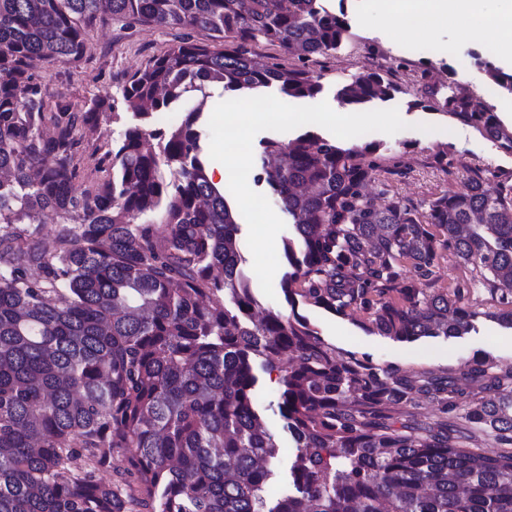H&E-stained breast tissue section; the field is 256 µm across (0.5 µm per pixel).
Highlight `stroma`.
<instances>
[{
	"label": "stroma",
	"mask_w": 512,
	"mask_h": 512,
	"mask_svg": "<svg viewBox=\"0 0 512 512\" xmlns=\"http://www.w3.org/2000/svg\"><path fill=\"white\" fill-rule=\"evenodd\" d=\"M382 0H347L350 39L335 54L319 59L313 69L321 76L322 90L312 98L295 99L274 89L261 92L260 98L271 112H331L338 106L336 97L341 83L370 68H390L397 93L385 101L364 105L363 113L380 114L377 122L364 121L353 139L335 136L338 146L376 143L387 165L400 166L401 174L390 177L387 186L372 182L371 195L388 190L398 197L420 206L434 197L460 191L468 170L481 166L512 173V155L503 153L490 139L472 127L441 115L434 110L415 107V100L428 99L430 92L448 96L468 92L480 99L485 87L482 74L476 70L471 52L483 50L478 40L459 41L447 27L424 31H407L393 36L383 24L379 12ZM177 29H159L145 25L128 28L112 24L90 31L91 50L79 66L40 68L49 93H65L75 108H84L92 99L115 98L125 77L149 57L167 50L177 42ZM300 125L287 121L254 126L249 135L246 164L238 171L231 196L248 187L254 202H265V217L274 222L270 239H263L261 225L253 214L239 213L242 224L239 245L245 258L243 269L262 307L303 316L325 342L335 347L340 356L355 355L375 365H394L405 371H428L447 374L458 370L465 359L489 357L499 365H512V330L501 327L491 314L498 298L481 283H473L469 302L482 311L476 328L457 338L426 337L414 342H399L368 331L367 316L358 313L347 317L335 315L301 302L289 306L281 288V278L288 267L284 242L293 227L278 207L270 188L255 182L253 162L262 140L275 137L286 141L303 133ZM448 150V167L440 169L434 162L439 148Z\"/></svg>",
	"instance_id": "obj_1"
}]
</instances>
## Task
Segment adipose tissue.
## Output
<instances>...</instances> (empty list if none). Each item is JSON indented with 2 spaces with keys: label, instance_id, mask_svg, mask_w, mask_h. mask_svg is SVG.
<instances>
[{
  "label": "adipose tissue",
  "instance_id": "obj_1",
  "mask_svg": "<svg viewBox=\"0 0 512 512\" xmlns=\"http://www.w3.org/2000/svg\"><path fill=\"white\" fill-rule=\"evenodd\" d=\"M384 21L395 32L421 23L448 26L462 41L475 30L485 44L499 46L512 25V0H390Z\"/></svg>",
  "mask_w": 512,
  "mask_h": 512
}]
</instances>
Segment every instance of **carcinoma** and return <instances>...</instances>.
I'll use <instances>...</instances> for the list:
<instances>
[{
	"label": "carcinoma",
	"mask_w": 512,
	"mask_h": 512,
	"mask_svg": "<svg viewBox=\"0 0 512 512\" xmlns=\"http://www.w3.org/2000/svg\"><path fill=\"white\" fill-rule=\"evenodd\" d=\"M198 29L131 72L115 100L76 112L34 70L76 64L99 22ZM349 29L325 0H0V512H512V368L485 358L446 375L408 374L336 356L292 314L263 310L242 269L241 224L208 176L199 120L211 89L322 90L313 58ZM259 41L297 58L257 62ZM486 83L512 73L471 53ZM389 70L355 75L345 105L391 97ZM183 107L175 126L153 117ZM512 154V124L469 96L437 102ZM124 121L93 146L102 177L76 191V128ZM373 143L342 148L314 131L266 138L254 180L292 220L281 288L333 314L368 315L399 342L462 336L482 312L470 289L416 287L450 249L499 294L489 314L512 329V175L469 168L464 188L426 209L365 193ZM496 180L490 191L486 182ZM50 211L52 250L35 240ZM165 224L160 234L150 218ZM275 375L295 451L274 492L280 444L259 402ZM425 398L451 420L417 434L406 409ZM463 419L500 445L465 446ZM123 458L127 489L98 478Z\"/></svg>",
	"instance_id": "cac0c4a2"
}]
</instances>
